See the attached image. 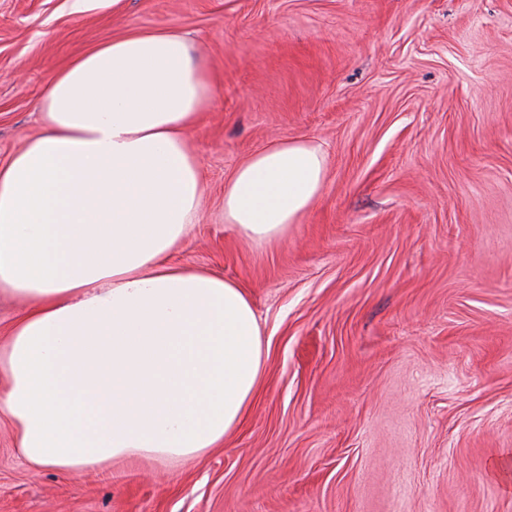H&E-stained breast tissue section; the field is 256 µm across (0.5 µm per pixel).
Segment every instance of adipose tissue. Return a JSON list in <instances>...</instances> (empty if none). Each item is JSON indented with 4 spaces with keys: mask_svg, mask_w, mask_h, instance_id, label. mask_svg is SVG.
<instances>
[{
    "mask_svg": "<svg viewBox=\"0 0 512 512\" xmlns=\"http://www.w3.org/2000/svg\"><path fill=\"white\" fill-rule=\"evenodd\" d=\"M214 93L188 39L133 31L50 76L41 131L0 165V291L29 301L0 373L27 463L190 460L246 418L267 350L237 283L169 257L203 192L186 134ZM326 155L278 141L224 184V221L265 242L319 197Z\"/></svg>",
    "mask_w": 512,
    "mask_h": 512,
    "instance_id": "1",
    "label": "adipose tissue"
}]
</instances>
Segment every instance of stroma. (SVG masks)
I'll use <instances>...</instances> for the list:
<instances>
[{
	"instance_id": "obj_1",
	"label": "stroma",
	"mask_w": 512,
	"mask_h": 512,
	"mask_svg": "<svg viewBox=\"0 0 512 512\" xmlns=\"http://www.w3.org/2000/svg\"><path fill=\"white\" fill-rule=\"evenodd\" d=\"M216 91L171 263L238 283L268 348L243 426L183 462L33 471L0 416V512H512V0H0V164L49 75L137 30ZM274 140L327 155L284 237L224 221Z\"/></svg>"
}]
</instances>
